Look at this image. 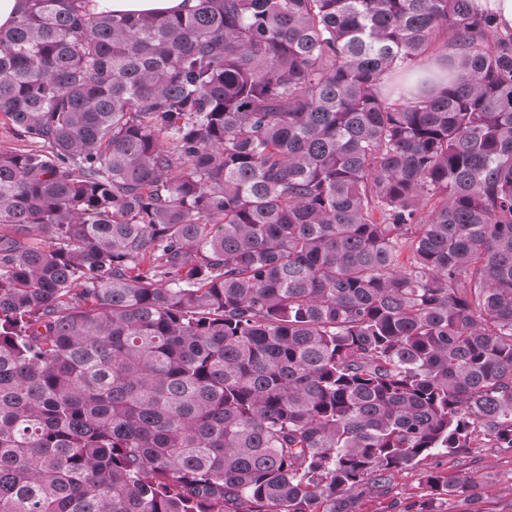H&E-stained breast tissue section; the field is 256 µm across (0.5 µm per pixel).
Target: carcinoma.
<instances>
[{"instance_id": "1", "label": "carcinoma", "mask_w": 512, "mask_h": 512, "mask_svg": "<svg viewBox=\"0 0 512 512\" xmlns=\"http://www.w3.org/2000/svg\"><path fill=\"white\" fill-rule=\"evenodd\" d=\"M22 0L0 27V512H357L512 449V32L470 0ZM455 73L418 76L433 42ZM196 0H97L99 9L114 13L140 12L167 14L183 10L187 5H194ZM417 468L396 475L391 491L386 495H365L358 502L357 512H416L417 486L421 481Z\"/></svg>"}]
</instances>
